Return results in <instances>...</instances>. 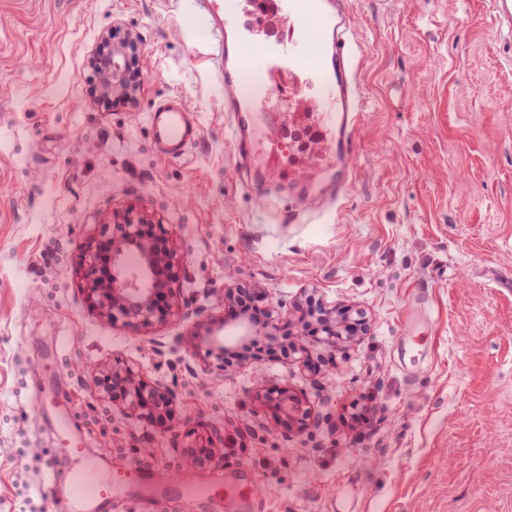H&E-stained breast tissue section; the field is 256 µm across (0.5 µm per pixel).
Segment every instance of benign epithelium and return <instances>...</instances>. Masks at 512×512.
Listing matches in <instances>:
<instances>
[{"label": "benign epithelium", "mask_w": 512, "mask_h": 512, "mask_svg": "<svg viewBox=\"0 0 512 512\" xmlns=\"http://www.w3.org/2000/svg\"><path fill=\"white\" fill-rule=\"evenodd\" d=\"M135 47L131 40L114 41L99 54L95 66L102 97L130 99L136 88L127 75V49ZM121 233L111 241L87 243L83 253V280L90 305L112 320L137 329L166 321L178 308L179 297L173 288L180 264L169 231L150 218H133L127 214L117 218ZM138 254L140 266L135 272L126 267V256ZM108 398L122 404L130 412L170 431H176L173 414L175 395L161 384H151L123 362L112 363L103 379ZM272 409L269 430L302 425L308 412L299 398L287 389L266 393L262 399Z\"/></svg>", "instance_id": "7a95c632"}]
</instances>
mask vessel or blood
Wrapping results in <instances>:
<instances>
[{
	"label": "vessel or blood",
	"instance_id": "vessel-or-blood-1",
	"mask_svg": "<svg viewBox=\"0 0 512 512\" xmlns=\"http://www.w3.org/2000/svg\"><path fill=\"white\" fill-rule=\"evenodd\" d=\"M346 4L347 0H259L260 11L288 26L287 36L260 40L240 27L239 0H224V40L218 45L224 60V112L244 181H251L258 171L272 177L282 174L285 129L292 124L295 109L310 112L312 123L305 134L311 146L294 154L293 169L287 174L293 189L288 206L292 224L307 223L301 209L305 201L332 210L354 177L351 155L367 101L359 79L363 61L353 48L355 30ZM247 65L269 78L264 97H239L236 82ZM313 86L324 90L321 104L304 95ZM149 127L157 150L172 159L184 157L199 136L191 107L178 94L154 106ZM57 433L58 454L71 465L64 488L67 512H110L119 496L153 502L172 494L165 475L137 465L116 468L73 446L67 419L59 420ZM184 495L221 503L225 512H258L254 483L236 467L206 486L185 488Z\"/></svg>",
	"mask_w": 512,
	"mask_h": 512
}]
</instances>
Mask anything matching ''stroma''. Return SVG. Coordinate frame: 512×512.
<instances>
[{
	"mask_svg": "<svg viewBox=\"0 0 512 512\" xmlns=\"http://www.w3.org/2000/svg\"><path fill=\"white\" fill-rule=\"evenodd\" d=\"M348 2L368 94L355 181L338 217L291 224L287 177L262 215L237 176L221 34L195 0H0V512H57L53 401L92 455L189 486L223 474L187 447L217 434L254 468L259 512H512V29L489 0ZM110 35L137 46L125 102L87 81ZM173 93L200 125L183 159L149 130ZM130 209L182 267L178 310L135 331L91 307L80 264ZM228 285L304 330V352L225 366L208 339ZM324 309L367 328L328 345ZM116 359L172 389L182 431L103 396ZM266 386L308 426L270 432Z\"/></svg>",
	"mask_w": 512,
	"mask_h": 512,
	"instance_id": "35a3bbf8",
	"label": "stroma"
}]
</instances>
